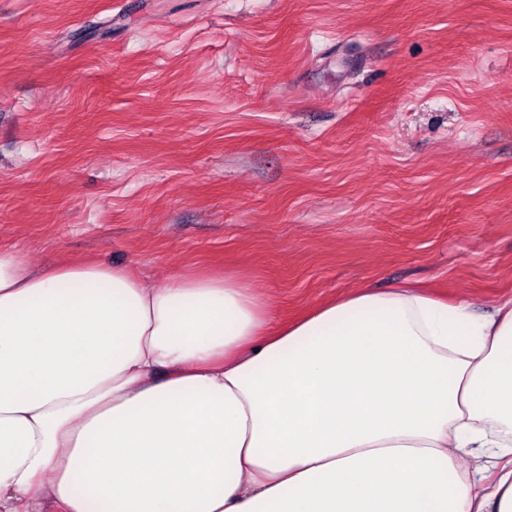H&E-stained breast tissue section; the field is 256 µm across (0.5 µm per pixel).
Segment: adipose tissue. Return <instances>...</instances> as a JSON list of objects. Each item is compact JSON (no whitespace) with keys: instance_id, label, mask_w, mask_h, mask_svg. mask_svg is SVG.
<instances>
[{"instance_id":"1","label":"adipose tissue","mask_w":512,"mask_h":512,"mask_svg":"<svg viewBox=\"0 0 512 512\" xmlns=\"http://www.w3.org/2000/svg\"><path fill=\"white\" fill-rule=\"evenodd\" d=\"M0 512H512V300L0 249Z\"/></svg>"}]
</instances>
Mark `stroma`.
<instances>
[{"label":"stroma","instance_id":"35a3bbf8","mask_svg":"<svg viewBox=\"0 0 512 512\" xmlns=\"http://www.w3.org/2000/svg\"><path fill=\"white\" fill-rule=\"evenodd\" d=\"M0 248L244 272L279 321L404 283L485 316L512 0H0Z\"/></svg>","mask_w":512,"mask_h":512}]
</instances>
